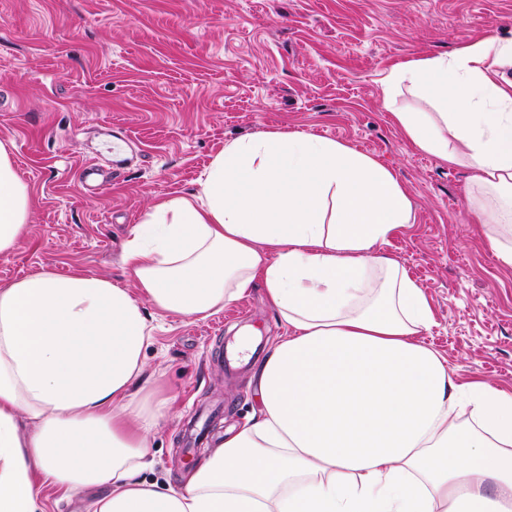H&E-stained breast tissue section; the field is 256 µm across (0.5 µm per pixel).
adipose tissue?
Here are the masks:
<instances>
[{
  "label": "adipose tissue",
  "instance_id": "obj_1",
  "mask_svg": "<svg viewBox=\"0 0 512 512\" xmlns=\"http://www.w3.org/2000/svg\"><path fill=\"white\" fill-rule=\"evenodd\" d=\"M512 40L394 65L383 108L416 149L468 167L474 221L512 267ZM433 111L398 107L401 86ZM188 196L152 202L123 248L132 287L50 270L0 287V512L99 486L93 512H512V391L456 383L422 340L435 312L379 254L411 222L393 172L346 143L272 131L225 144ZM0 142V255L27 226ZM262 283L288 325L258 409L180 485L140 480L156 414L136 385L143 303L205 315ZM469 413L472 422L459 421Z\"/></svg>",
  "mask_w": 512,
  "mask_h": 512
}]
</instances>
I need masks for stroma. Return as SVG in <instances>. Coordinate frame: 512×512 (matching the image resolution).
Here are the masks:
<instances>
[{"label":"stroma","mask_w":512,"mask_h":512,"mask_svg":"<svg viewBox=\"0 0 512 512\" xmlns=\"http://www.w3.org/2000/svg\"><path fill=\"white\" fill-rule=\"evenodd\" d=\"M488 34L512 39V0H0V141L31 189L27 232L0 255V285L44 269L127 283L123 245L152 201L195 192L227 141L305 131L393 171L413 220L380 252L435 309L424 342L456 381L512 389V268L476 229L470 171L416 150L381 105L395 64ZM87 163L107 189L85 190L77 171ZM145 314L142 384L165 415L140 476L175 485L244 422L256 370L288 329L259 284L206 317ZM244 327L255 354L217 366L212 354ZM40 495L44 512H90L97 491L46 485Z\"/></svg>","instance_id":"1"}]
</instances>
